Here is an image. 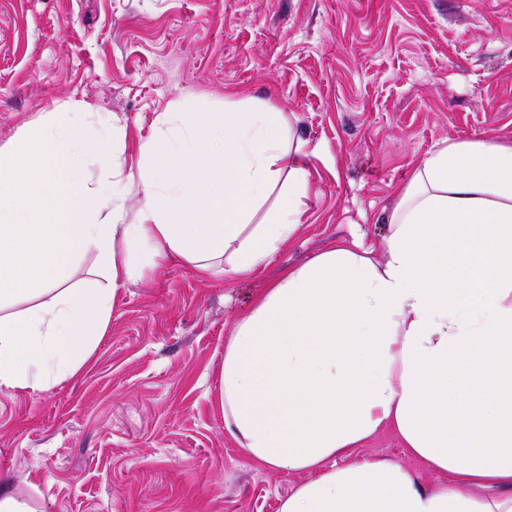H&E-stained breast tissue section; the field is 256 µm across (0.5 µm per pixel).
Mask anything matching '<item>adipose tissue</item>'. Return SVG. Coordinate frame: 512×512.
I'll return each instance as SVG.
<instances>
[{
  "mask_svg": "<svg viewBox=\"0 0 512 512\" xmlns=\"http://www.w3.org/2000/svg\"><path fill=\"white\" fill-rule=\"evenodd\" d=\"M123 136L78 103L0 147V388L76 376L118 281L159 259L247 275L299 229L308 176L277 107L164 113L126 168ZM133 186L144 203L131 222ZM388 224L384 261L341 241L259 293L224 348L226 428L277 471L319 467L389 428L448 476L424 487L367 459L300 485L280 512H512L494 497L512 487V144L444 143ZM90 250L95 267L73 279L70 256Z\"/></svg>",
  "mask_w": 512,
  "mask_h": 512,
  "instance_id": "adipose-tissue-1",
  "label": "adipose tissue"
}]
</instances>
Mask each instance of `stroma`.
<instances>
[{
	"label": "stroma",
	"instance_id": "35a3bbf8",
	"mask_svg": "<svg viewBox=\"0 0 512 512\" xmlns=\"http://www.w3.org/2000/svg\"><path fill=\"white\" fill-rule=\"evenodd\" d=\"M70 101L119 118L125 166L162 113L273 104L309 188L263 269L161 260L118 283L75 377L0 388V482L38 512H279L316 474L272 470L229 434L224 345L263 288L336 240L382 259L397 189L443 142L512 143V0H0V147ZM370 457L444 479L389 429L325 466Z\"/></svg>",
	"mask_w": 512,
	"mask_h": 512
}]
</instances>
